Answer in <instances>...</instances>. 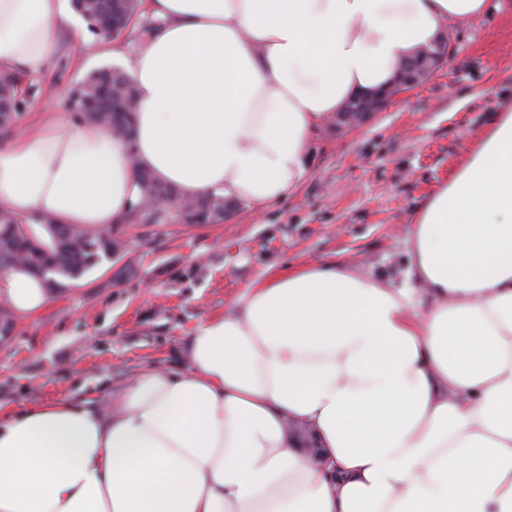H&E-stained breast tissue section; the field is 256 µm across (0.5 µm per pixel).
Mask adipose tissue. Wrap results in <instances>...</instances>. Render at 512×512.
<instances>
[{
    "label": "adipose tissue",
    "mask_w": 512,
    "mask_h": 512,
    "mask_svg": "<svg viewBox=\"0 0 512 512\" xmlns=\"http://www.w3.org/2000/svg\"><path fill=\"white\" fill-rule=\"evenodd\" d=\"M131 138L76 122L66 95L0 138V210L109 229L145 169L262 211L294 195L314 134L490 0H149ZM70 0H0V71L49 74ZM411 283L313 263L244 287L200 324L188 366L108 397L0 417V512H512V112L405 240ZM50 293L17 263L0 300Z\"/></svg>",
    "instance_id": "adipose-tissue-1"
}]
</instances>
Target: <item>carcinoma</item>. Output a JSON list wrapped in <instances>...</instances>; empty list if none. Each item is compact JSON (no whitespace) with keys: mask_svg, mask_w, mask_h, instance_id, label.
Returning a JSON list of instances; mask_svg holds the SVG:
<instances>
[{"mask_svg":"<svg viewBox=\"0 0 512 512\" xmlns=\"http://www.w3.org/2000/svg\"><path fill=\"white\" fill-rule=\"evenodd\" d=\"M75 10L106 37L112 30L124 32L136 16L138 0H73ZM21 73H0V133L14 129L25 108L33 86L21 91ZM137 99L130 79L119 71L102 68L91 73L74 91L72 105L81 119L100 123L112 133L127 138L132 129ZM145 203L127 215L126 224H162L169 212L150 205L157 198H172L181 204L180 219L185 224H213L224 220V197L189 198L176 188L157 181L149 172H139ZM34 221L45 235L32 225L20 222L13 214L0 211V267L14 263L26 265L34 274L52 282L55 289L67 287L104 261H112L121 252L122 241L108 232L86 227L61 225L46 215Z\"/></svg>","mask_w":512,"mask_h":512,"instance_id":"1","label":"carcinoma"}]
</instances>
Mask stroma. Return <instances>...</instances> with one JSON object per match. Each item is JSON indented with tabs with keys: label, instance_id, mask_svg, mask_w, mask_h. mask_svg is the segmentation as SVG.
Masks as SVG:
<instances>
[{
	"label": "stroma",
	"instance_id": "35a3bbf8",
	"mask_svg": "<svg viewBox=\"0 0 512 512\" xmlns=\"http://www.w3.org/2000/svg\"><path fill=\"white\" fill-rule=\"evenodd\" d=\"M495 2L449 25L448 60L420 86L363 125L317 132L295 195L259 214L237 205L218 224L118 225L131 273L117 283L109 264L91 269L0 342V415L61 399L96 407L143 368L185 369L196 327L287 267L336 261L403 286L419 209L512 112V0ZM98 39L87 25L71 36L51 74L35 77L17 130L53 107L55 87L88 76L73 60Z\"/></svg>",
	"mask_w": 512,
	"mask_h": 512
}]
</instances>
